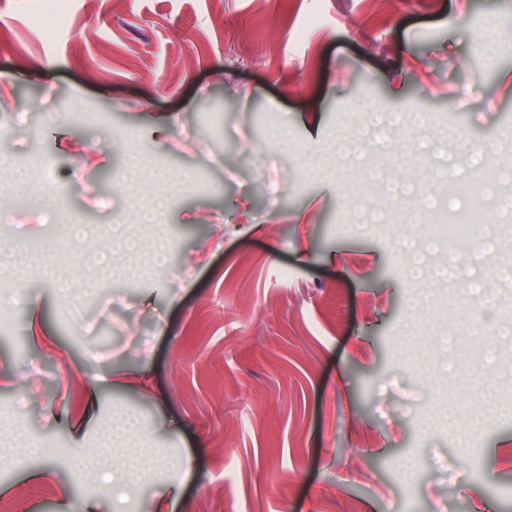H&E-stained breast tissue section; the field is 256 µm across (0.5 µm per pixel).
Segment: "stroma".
I'll return each instance as SVG.
<instances>
[{
	"label": "stroma",
	"instance_id": "obj_1",
	"mask_svg": "<svg viewBox=\"0 0 512 512\" xmlns=\"http://www.w3.org/2000/svg\"><path fill=\"white\" fill-rule=\"evenodd\" d=\"M489 18L512 32V0H68L49 37L41 0H0V275L16 291L0 456L21 432L71 448L81 409L94 447L124 408L150 447L194 458L175 512H512V335L465 322L512 325L493 271L512 264V218L492 207L512 180L472 179L474 161L512 165V45L485 52ZM412 103L436 126L363 137L367 112ZM341 138L357 158L330 154ZM46 159L77 223L119 218L142 241L108 265L86 258L108 239L75 243L72 300L32 249L57 230L42 194L13 189ZM378 163L413 192L387 197L364 176ZM467 180L491 204L483 240L407 314L391 245L419 229L397 215L424 188L463 209ZM132 368L150 395L113 387ZM41 467H0V512H56L63 495L112 512L68 461L28 478Z\"/></svg>",
	"mask_w": 512,
	"mask_h": 512
}]
</instances>
